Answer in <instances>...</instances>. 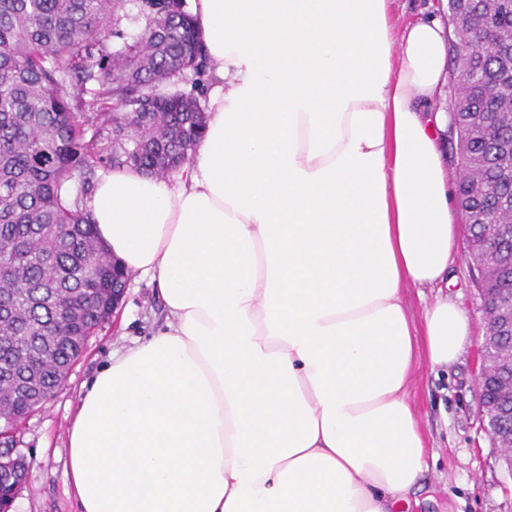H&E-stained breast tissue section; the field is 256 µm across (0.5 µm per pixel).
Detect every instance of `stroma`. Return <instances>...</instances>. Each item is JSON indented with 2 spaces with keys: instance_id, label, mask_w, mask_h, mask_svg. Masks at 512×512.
<instances>
[{
  "instance_id": "35a3bbf8",
  "label": "stroma",
  "mask_w": 512,
  "mask_h": 512,
  "mask_svg": "<svg viewBox=\"0 0 512 512\" xmlns=\"http://www.w3.org/2000/svg\"><path fill=\"white\" fill-rule=\"evenodd\" d=\"M467 255L466 227L460 223L447 288L404 289L413 322H420L424 309L444 297L460 305L471 322V336L458 359L435 368L426 356H418L406 389L429 447L428 468L410 495L409 512H512V476L502 468L498 448L480 427L476 374L485 319ZM164 317L154 285L140 274H130L118 309L89 338L55 398L21 424L14 448L29 464L30 478L11 512H75L65 475V444L80 387L110 354L125 352L151 337Z\"/></svg>"
}]
</instances>
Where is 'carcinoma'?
<instances>
[{
    "label": "carcinoma",
    "instance_id": "cac0c4a2",
    "mask_svg": "<svg viewBox=\"0 0 512 512\" xmlns=\"http://www.w3.org/2000/svg\"><path fill=\"white\" fill-rule=\"evenodd\" d=\"M448 13L458 209L469 255L480 235L499 241L476 284L511 306L512 0H448ZM185 69H207L187 0H0V434L54 398L112 317L124 270L87 200L101 171L164 177L190 161L206 115L179 88ZM511 380L490 377L485 403ZM27 478L20 462L0 470L6 486Z\"/></svg>",
    "mask_w": 512,
    "mask_h": 512
}]
</instances>
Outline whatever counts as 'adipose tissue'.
Listing matches in <instances>:
<instances>
[{
  "label": "adipose tissue",
  "instance_id": "ef3b65f1",
  "mask_svg": "<svg viewBox=\"0 0 512 512\" xmlns=\"http://www.w3.org/2000/svg\"><path fill=\"white\" fill-rule=\"evenodd\" d=\"M392 0H193L220 79L177 183L127 169L88 202L167 322L83 383L67 434L77 512H396L427 468L405 398L469 318L414 328L456 215L429 106L438 17ZM439 4L440 0H395L393 1V14L397 25H403L421 13L436 12Z\"/></svg>",
  "mask_w": 512,
  "mask_h": 512
}]
</instances>
